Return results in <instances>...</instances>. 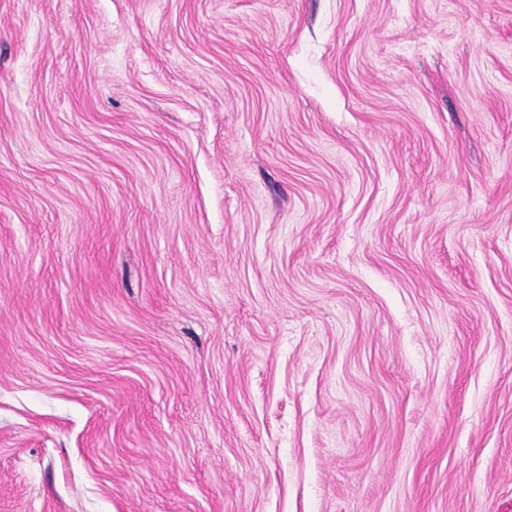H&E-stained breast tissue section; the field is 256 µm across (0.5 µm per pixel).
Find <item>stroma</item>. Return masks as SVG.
<instances>
[{"instance_id":"stroma-1","label":"stroma","mask_w":512,"mask_h":512,"mask_svg":"<svg viewBox=\"0 0 512 512\" xmlns=\"http://www.w3.org/2000/svg\"><path fill=\"white\" fill-rule=\"evenodd\" d=\"M0 512H512V0H0Z\"/></svg>"}]
</instances>
